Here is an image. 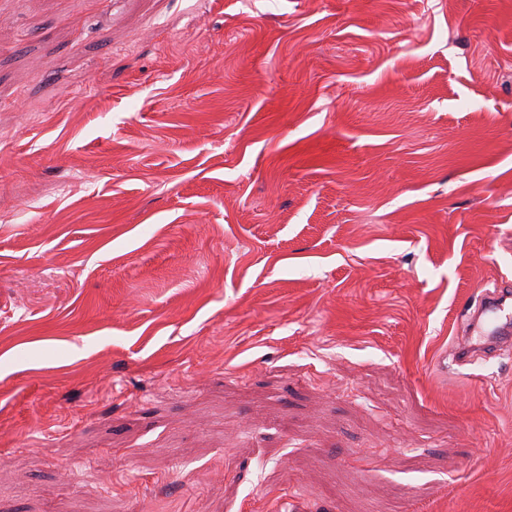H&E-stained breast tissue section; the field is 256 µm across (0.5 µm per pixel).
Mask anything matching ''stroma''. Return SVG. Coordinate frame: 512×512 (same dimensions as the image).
I'll use <instances>...</instances> for the list:
<instances>
[{
    "label": "stroma",
    "mask_w": 512,
    "mask_h": 512,
    "mask_svg": "<svg viewBox=\"0 0 512 512\" xmlns=\"http://www.w3.org/2000/svg\"><path fill=\"white\" fill-rule=\"evenodd\" d=\"M512 0H0V512H512ZM471 336L457 339L453 350L458 363L512 353V297L510 292H489L476 303L470 317ZM476 335V336H474Z\"/></svg>",
    "instance_id": "1"
}]
</instances>
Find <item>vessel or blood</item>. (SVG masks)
Wrapping results in <instances>:
<instances>
[{"label":"vessel or blood","mask_w":512,"mask_h":512,"mask_svg":"<svg viewBox=\"0 0 512 512\" xmlns=\"http://www.w3.org/2000/svg\"><path fill=\"white\" fill-rule=\"evenodd\" d=\"M469 335L458 338L456 362L466 363L504 352L512 353V295L497 291L482 296L470 317Z\"/></svg>","instance_id":"b4317fda"}]
</instances>
